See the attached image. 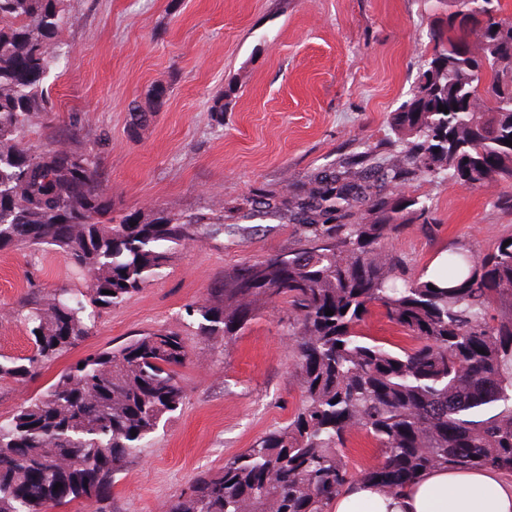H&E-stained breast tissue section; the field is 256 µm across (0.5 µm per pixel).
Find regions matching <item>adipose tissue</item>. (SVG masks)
<instances>
[{
    "label": "adipose tissue",
    "instance_id": "obj_1",
    "mask_svg": "<svg viewBox=\"0 0 512 512\" xmlns=\"http://www.w3.org/2000/svg\"><path fill=\"white\" fill-rule=\"evenodd\" d=\"M331 512H512V474L490 469H432L399 494L356 482Z\"/></svg>",
    "mask_w": 512,
    "mask_h": 512
}]
</instances>
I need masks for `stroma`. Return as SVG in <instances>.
I'll return each mask as SVG.
<instances>
[{
    "label": "stroma",
    "mask_w": 512,
    "mask_h": 512,
    "mask_svg": "<svg viewBox=\"0 0 512 512\" xmlns=\"http://www.w3.org/2000/svg\"><path fill=\"white\" fill-rule=\"evenodd\" d=\"M441 16L430 0H66L65 58L46 79L55 109L30 143L65 138L79 116L85 142H100L101 172L116 208L150 218L156 209L227 216L232 229L180 250L163 277L102 311L94 336L34 378L0 380V417L45 389L87 353L117 347L145 329L180 332L191 359L181 368L187 398L141 448L102 500L103 512H164L200 473L266 431L287 425L301 404L289 377L293 341L286 307L270 305L243 333L204 341L184 319L225 269L294 246L291 224L243 217L263 194L297 192L309 175L384 138L405 100ZM164 104L138 134L132 104ZM224 99V121L212 119ZM507 186L478 191L443 181L402 187L424 195L431 224L389 242L411 275L460 242L483 253L512 233ZM82 280L56 253L0 251V354L32 342L8 320L31 288Z\"/></svg>",
    "instance_id": "stroma-1"
}]
</instances>
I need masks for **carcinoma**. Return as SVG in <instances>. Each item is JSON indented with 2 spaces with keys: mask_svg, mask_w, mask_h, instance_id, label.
Masks as SVG:
<instances>
[{
  "mask_svg": "<svg viewBox=\"0 0 512 512\" xmlns=\"http://www.w3.org/2000/svg\"><path fill=\"white\" fill-rule=\"evenodd\" d=\"M433 2L445 26L429 32L392 136L315 171L290 197H266L262 214L295 225L296 247L224 271L185 308L197 335L213 340L238 335L268 304H288L303 400L286 426L197 475L165 512H330L358 480L396 493L437 467L512 473V234L486 253L450 244L442 275L451 288H428L387 250L430 215L426 197L391 189L512 185V18L502 0ZM64 4L0 0V250L53 251L87 278L83 288L35 290L11 310L33 342L25 357L0 354V378L17 382L93 335L96 313L162 277L179 250L224 232L199 214L116 213L76 116L63 140L24 141L54 121L45 79L61 57ZM165 93L155 87L150 110L131 106V133ZM360 212L375 219L360 224ZM373 307L413 344L395 351L364 335ZM188 360L180 333H139L88 353L0 419V512H51L92 490L100 499L183 406ZM353 431L382 456L356 476L342 451Z\"/></svg>",
  "mask_w": 512,
  "mask_h": 512,
  "instance_id": "carcinoma-1",
  "label": "carcinoma"
}]
</instances>
